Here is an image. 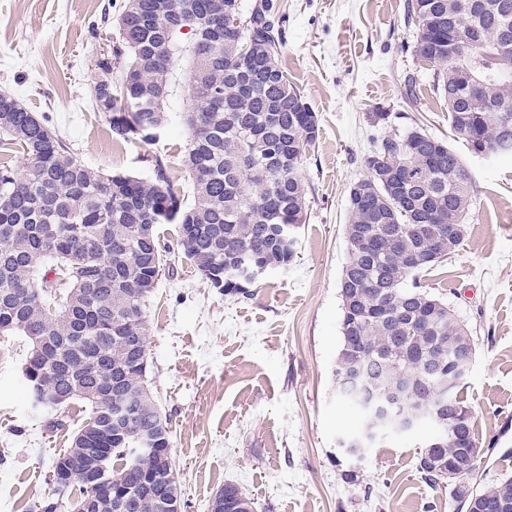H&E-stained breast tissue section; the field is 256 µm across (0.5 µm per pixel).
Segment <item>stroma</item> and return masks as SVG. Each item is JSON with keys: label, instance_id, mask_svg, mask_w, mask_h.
<instances>
[{"label": "stroma", "instance_id": "35a3bbf8", "mask_svg": "<svg viewBox=\"0 0 512 512\" xmlns=\"http://www.w3.org/2000/svg\"><path fill=\"white\" fill-rule=\"evenodd\" d=\"M281 58L316 112L307 151L308 215L291 266L264 276L248 297L210 288L178 245V227H158L167 263L148 300V379L170 431L182 512H210L225 484L255 512H457L453 489L416 471L418 436L393 434L366 452L357 481L339 437L360 423L336 392L341 333L339 284L351 183L391 129L418 124L450 139L432 73L414 56L406 0H281ZM111 0H0V92L19 98L87 165L151 177L166 156L174 190L191 198L182 164L189 102L187 59L168 107L176 114L151 144L114 142L90 101L101 24ZM414 75L420 110L404 103ZM378 112L390 122L375 120ZM474 208L457 251L421 283L472 331L476 355L459 387L474 412L482 483L512 475V158L467 156ZM30 343L0 334V512H30L49 492L53 458L68 446L85 405L69 404L64 429L48 431L30 401Z\"/></svg>", "mask_w": 512, "mask_h": 512}]
</instances>
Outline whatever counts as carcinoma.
Wrapping results in <instances>:
<instances>
[{
  "mask_svg": "<svg viewBox=\"0 0 512 512\" xmlns=\"http://www.w3.org/2000/svg\"><path fill=\"white\" fill-rule=\"evenodd\" d=\"M416 27L415 56L433 70V90L448 110L455 136L474 155H511L512 0H407ZM118 36L96 56L91 101L108 117L115 140H156L170 120L173 59L191 62L192 108L183 162L193 181L186 204L171 186L167 161L152 157L153 176L104 174L69 147L14 96L0 93V153L18 149L20 164L0 160V333L42 337L24 375L47 426L63 429L56 412L80 400L87 414L57 455L78 465L65 488L32 512L83 506L112 488L151 489L128 512H167L158 497L177 486L158 455L137 451L151 435L170 454L167 422L150 392L141 353L147 343L145 302L162 271L160 224L179 225L178 245L206 281L224 295L247 296L262 275L285 269L296 255V231L306 223V147L319 135L316 112L280 63L286 45L280 0H124ZM189 27L182 39V27ZM480 86L474 96L471 84ZM367 175L349 189L347 261L340 282L341 344L336 384L351 370L368 372L364 396L424 408L427 357L448 364L476 343L448 302L424 289L418 274L448 259V225H466L472 179L461 154L422 129L384 137L365 159ZM420 260L409 256L425 247ZM451 411L431 422L445 441L423 445L416 470L429 485L449 482L466 450L478 445L473 413L453 392ZM240 490L224 485L223 512ZM454 498L484 512H512V477L481 490L456 488Z\"/></svg>",
  "mask_w": 512,
  "mask_h": 512,
  "instance_id": "carcinoma-1",
  "label": "carcinoma"
}]
</instances>
